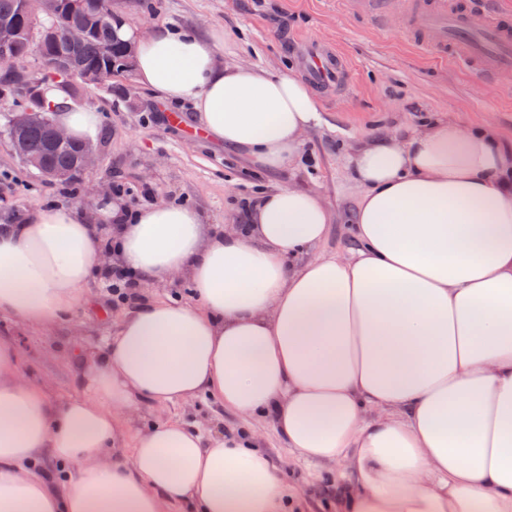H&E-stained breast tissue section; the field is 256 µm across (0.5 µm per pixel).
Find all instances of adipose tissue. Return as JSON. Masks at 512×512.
<instances>
[{
  "mask_svg": "<svg viewBox=\"0 0 512 512\" xmlns=\"http://www.w3.org/2000/svg\"><path fill=\"white\" fill-rule=\"evenodd\" d=\"M113 27L136 47L137 81L191 102L207 139L270 170L299 162L322 109L298 73L233 60L224 29ZM46 104L75 139L96 136L98 112L55 89ZM499 138L444 115L406 139L362 136L344 254L317 253L330 211L293 186L221 233L194 208L119 198L107 242L75 205L1 224L0 314L62 321L107 253L146 284L186 280L192 301L126 311L82 395L56 406L0 344V512H296L252 430L167 420L124 446L131 409L199 396L340 466L336 512H512V151Z\"/></svg>",
  "mask_w": 512,
  "mask_h": 512,
  "instance_id": "adipose-tissue-1",
  "label": "adipose tissue"
}]
</instances>
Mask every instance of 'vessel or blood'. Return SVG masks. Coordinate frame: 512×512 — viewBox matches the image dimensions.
Returning <instances> with one entry per match:
<instances>
[{
    "label": "vessel or blood",
    "instance_id": "vessel-or-blood-1",
    "mask_svg": "<svg viewBox=\"0 0 512 512\" xmlns=\"http://www.w3.org/2000/svg\"><path fill=\"white\" fill-rule=\"evenodd\" d=\"M374 24L386 15L403 10L409 17L408 37L456 62L479 70L486 77L512 69V16L488 10L482 26L469 23L474 0H363ZM288 45L299 48L301 63L316 87L342 84L346 71L338 56L327 47L313 45L292 36Z\"/></svg>",
    "mask_w": 512,
    "mask_h": 512
}]
</instances>
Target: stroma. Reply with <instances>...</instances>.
Listing matches in <instances>:
<instances>
[{
  "mask_svg": "<svg viewBox=\"0 0 512 512\" xmlns=\"http://www.w3.org/2000/svg\"><path fill=\"white\" fill-rule=\"evenodd\" d=\"M112 5L144 34L158 23L240 34L238 61L270 72L295 64L287 36L334 44L345 55L347 81L320 92L322 123L305 135L300 163L279 171L206 140L190 105L162 102L141 86L138 105H130L123 94L128 76L116 77L108 91L79 83L74 106L102 118L94 166L74 181L50 180L24 164L7 137L0 136V224L19 223L36 206L77 204L108 230L101 219L105 199L86 194L92 184L119 191L128 202L135 191L149 187L148 204L182 203L221 228L240 223L245 202L255 195L290 184L325 198L333 222L320 250L343 253L352 245L350 221L359 196L348 150L360 136H404L429 114L442 112L462 123L493 121L505 143H512V70L490 81L411 45L403 14L378 27L361 5L347 0H112ZM122 312L110 289L97 280L71 316L53 327H32L1 315L0 342L16 348L21 371L41 382L49 402L56 404L81 392L79 354L113 335ZM169 418L208 428L240 423L215 401L200 399L168 407L140 405L129 413L128 427L134 431ZM261 433L285 482L309 505L318 506L335 491V469L300 461L271 423H263Z\"/></svg>",
  "mask_w": 512,
  "mask_h": 512,
  "instance_id": "1",
  "label": "stroma"
}]
</instances>
